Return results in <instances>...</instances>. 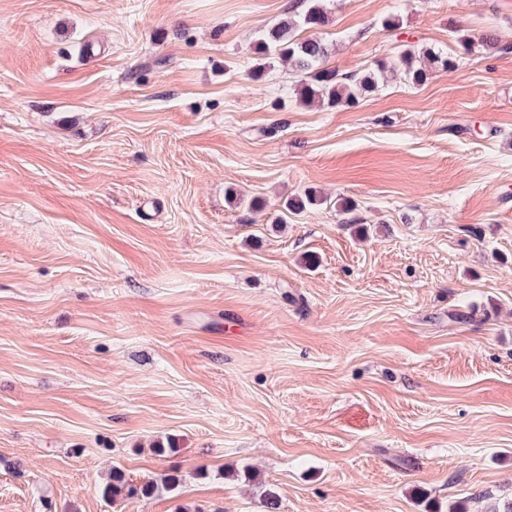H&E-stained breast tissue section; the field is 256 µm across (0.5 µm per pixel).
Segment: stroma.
<instances>
[{
	"instance_id": "obj_1",
	"label": "stroma",
	"mask_w": 512,
	"mask_h": 512,
	"mask_svg": "<svg viewBox=\"0 0 512 512\" xmlns=\"http://www.w3.org/2000/svg\"><path fill=\"white\" fill-rule=\"evenodd\" d=\"M299 5L0 0V512L512 501V0H324L456 62L336 108L253 75ZM111 481L102 488L104 497H112L116 499L122 498H150L154 494L159 493L161 489L167 491L174 490L181 482L182 477L178 474H165L160 479V486L156 481H147L141 484L134 483L129 479L125 472L120 468L112 470L110 475Z\"/></svg>"
}]
</instances>
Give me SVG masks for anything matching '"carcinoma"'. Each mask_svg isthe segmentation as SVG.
Wrapping results in <instances>:
<instances>
[{"mask_svg":"<svg viewBox=\"0 0 512 512\" xmlns=\"http://www.w3.org/2000/svg\"><path fill=\"white\" fill-rule=\"evenodd\" d=\"M303 9L294 11L279 24L264 32L255 43V53L262 59L276 56L290 62L302 76L297 95L303 102L325 104L331 108L356 106L369 93L379 88V79L388 73L398 74L413 86L427 79L426 70L417 67L416 52L407 45L400 46L396 56L380 61L374 72L358 77L345 75L326 64L329 49L318 36L300 37V32L325 27L329 18L322 0H302ZM111 481L102 488L105 497L150 498L165 489L174 490L181 482L178 474H165L160 481L137 484L119 468L112 470Z\"/></svg>","mask_w":512,"mask_h":512,"instance_id":"1","label":"carcinoma"}]
</instances>
